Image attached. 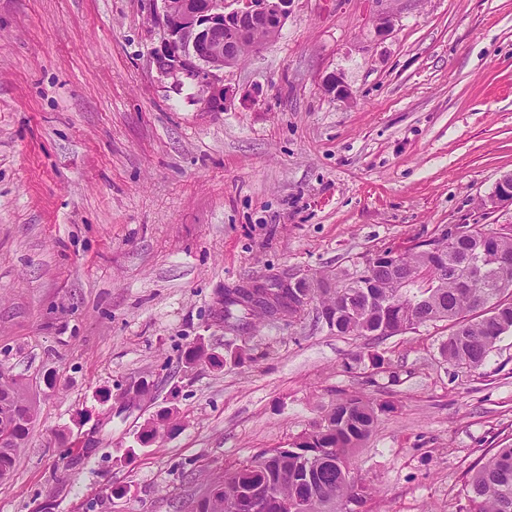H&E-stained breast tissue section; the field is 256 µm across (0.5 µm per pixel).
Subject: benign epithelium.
<instances>
[{
    "label": "benign epithelium",
    "mask_w": 512,
    "mask_h": 512,
    "mask_svg": "<svg viewBox=\"0 0 512 512\" xmlns=\"http://www.w3.org/2000/svg\"><path fill=\"white\" fill-rule=\"evenodd\" d=\"M154 22L161 28V47L153 53L158 72L180 86L190 82L198 87L200 100L210 110L224 109L227 91L224 70L236 66L244 49L264 44L262 31L279 30L288 17L291 0H232L236 8L226 11V0H160ZM328 92L344 100L351 92L338 76L325 82ZM494 206L512 205V174L500 178L490 196ZM277 475L225 502L215 490L224 479L213 481L211 506L218 512H272L284 510L274 492Z\"/></svg>",
    "instance_id": "obj_1"
}]
</instances>
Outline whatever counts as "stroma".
<instances>
[{"label": "stroma", "instance_id": "obj_1", "mask_svg": "<svg viewBox=\"0 0 512 512\" xmlns=\"http://www.w3.org/2000/svg\"><path fill=\"white\" fill-rule=\"evenodd\" d=\"M155 10L0 0V365L38 409L0 512H192L358 393L391 406L353 454L363 512H459L466 471L512 443V335L467 371L444 321L367 340L313 306L243 331L220 312L231 288L512 225L489 203L512 173V0H292L220 112L156 71ZM200 344L223 366L185 370ZM367 348L399 383L345 370ZM144 382L152 404L120 407ZM164 408L174 432L137 445Z\"/></svg>", "mask_w": 512, "mask_h": 512}]
</instances>
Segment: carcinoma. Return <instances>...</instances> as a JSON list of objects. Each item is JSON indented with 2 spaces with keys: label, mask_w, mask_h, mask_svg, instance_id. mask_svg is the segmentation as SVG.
<instances>
[{
  "label": "carcinoma",
  "mask_w": 512,
  "mask_h": 512,
  "mask_svg": "<svg viewBox=\"0 0 512 512\" xmlns=\"http://www.w3.org/2000/svg\"><path fill=\"white\" fill-rule=\"evenodd\" d=\"M460 225L448 228L426 248L401 254L396 270L375 257L366 260L362 272L345 275L332 287L325 278L287 288L279 304L288 306L295 293L317 303L328 329L338 336H372L378 339L402 334L428 322L446 321L447 339L441 356L449 364L466 370L480 368L502 336L512 334V289L496 287L497 280L512 277V233L485 231L467 226L465 237L455 235ZM446 252V258L433 250ZM271 317L266 308L240 305L230 290L224 302V327L236 331L251 320ZM205 360L217 367L223 359L198 345L184 355L185 365ZM379 368L390 364L378 353L359 354L345 364L349 372L364 363ZM16 416L14 442L0 446V480L14 470L17 450L25 445L36 421L37 409L27 399L21 383L12 380L0 387V406ZM377 421L376 406L361 395L336 399L313 430L299 436L288 448V461L279 479V495L288 500V512H359L372 494L365 479L353 475L352 450L367 440ZM164 437L149 422L137 435L142 447ZM274 449L258 454L262 461L250 466L243 461L224 472V495L233 496L266 479L267 457ZM317 475L316 490L301 481L305 471ZM462 512H512V444L484 456L466 473Z\"/></svg>",
  "instance_id": "carcinoma-1"
}]
</instances>
